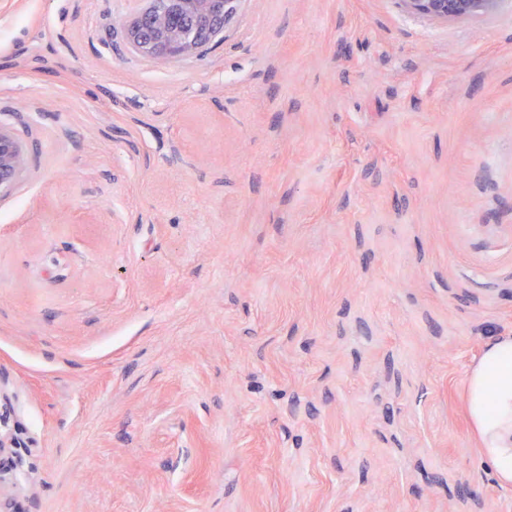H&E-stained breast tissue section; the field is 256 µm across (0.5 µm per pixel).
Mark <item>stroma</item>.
<instances>
[{"mask_svg": "<svg viewBox=\"0 0 512 512\" xmlns=\"http://www.w3.org/2000/svg\"><path fill=\"white\" fill-rule=\"evenodd\" d=\"M0 0L13 512H512L465 413L512 336V0ZM124 25L127 40L144 56L171 60L197 54L234 18L241 0H149ZM197 24L188 27L189 18ZM407 9L431 21L479 19L492 14L501 0H402ZM28 164V155L12 129L0 123V197L9 195Z\"/></svg>", "mask_w": 512, "mask_h": 512, "instance_id": "stroma-1", "label": "stroma"}]
</instances>
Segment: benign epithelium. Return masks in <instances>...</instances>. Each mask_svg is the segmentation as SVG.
<instances>
[{
    "mask_svg": "<svg viewBox=\"0 0 512 512\" xmlns=\"http://www.w3.org/2000/svg\"><path fill=\"white\" fill-rule=\"evenodd\" d=\"M241 0H149V5L124 25L134 49L149 57L171 60L197 54L224 32ZM407 9L431 21L479 19L492 14L501 0H404ZM28 164V155L12 129L0 123V197L10 194ZM0 374V507L9 508L11 497L6 475L21 467L16 439L6 428L4 410L10 399Z\"/></svg>",
    "mask_w": 512,
    "mask_h": 512,
    "instance_id": "7a95c632",
    "label": "benign epithelium"
}]
</instances>
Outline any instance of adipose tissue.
Wrapping results in <instances>:
<instances>
[{
	"label": "adipose tissue",
	"instance_id": "adipose-tissue-1",
	"mask_svg": "<svg viewBox=\"0 0 512 512\" xmlns=\"http://www.w3.org/2000/svg\"><path fill=\"white\" fill-rule=\"evenodd\" d=\"M471 431L499 480L512 483V336L485 345L465 383Z\"/></svg>",
	"mask_w": 512,
	"mask_h": 512
}]
</instances>
